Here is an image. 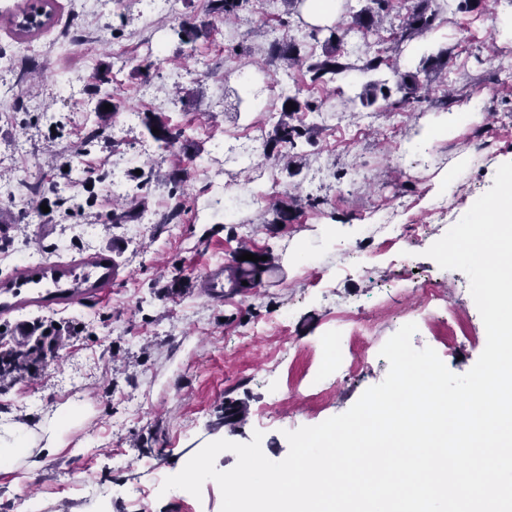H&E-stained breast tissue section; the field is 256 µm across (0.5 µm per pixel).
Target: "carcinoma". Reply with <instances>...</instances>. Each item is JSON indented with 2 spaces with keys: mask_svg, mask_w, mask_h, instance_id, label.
I'll return each mask as SVG.
<instances>
[{
  "mask_svg": "<svg viewBox=\"0 0 512 512\" xmlns=\"http://www.w3.org/2000/svg\"><path fill=\"white\" fill-rule=\"evenodd\" d=\"M249 0H212L211 10L224 21L235 20L239 17L240 11L244 10ZM369 5L360 9L352 17L349 24L336 23L332 26L311 27L308 38L322 43V54L313 59H305L300 55L297 44L288 45V49L280 52L278 58L283 60L290 67L306 66V73L310 82L328 83L336 81L337 77L345 75L352 69V66L343 61L341 46L345 37L352 31L369 33L378 30L382 23L390 15L393 0H367ZM434 0H420V5L407 14L403 21L398 37L397 45L412 42L423 37L432 27L438 9L432 7ZM441 56H431L420 61L417 67L409 70H402L390 62V58L379 54L364 58L363 70L367 72L376 71L383 66L388 67L395 78L399 91L403 92L400 100L395 102L396 106H402L412 100L422 101L419 91L424 84L420 74H429ZM388 97L385 86L376 83L364 85L359 94L361 103L366 105L374 104L378 97ZM294 103V109L288 110L286 103ZM320 104L309 100L300 99L299 94L287 95L281 105V118L276 123L273 135L266 144L265 149L275 151V158L285 159L289 156L299 157L295 152L298 143L301 141L311 142L310 131L301 125L291 123L293 116L299 112H319ZM144 124L147 130L157 128L159 134L154 139L161 142L164 147L170 148L178 142L179 134L172 132L165 119L153 113L146 117ZM273 267L271 261L238 262L229 268L227 279L231 287L242 292H247L256 287L261 275ZM247 285H242V282ZM45 340L46 336H27L15 346L4 352H0V383H10L17 377L32 370L39 369L45 362Z\"/></svg>",
  "mask_w": 512,
  "mask_h": 512,
  "instance_id": "cac0c4a2",
  "label": "carcinoma"
}]
</instances>
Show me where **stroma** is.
Wrapping results in <instances>:
<instances>
[{"label": "stroma", "mask_w": 512, "mask_h": 512, "mask_svg": "<svg viewBox=\"0 0 512 512\" xmlns=\"http://www.w3.org/2000/svg\"><path fill=\"white\" fill-rule=\"evenodd\" d=\"M423 44L443 53L434 98L456 107L478 101L472 124L419 152L425 129L446 111L389 100L362 105V78L313 84L284 68L270 50L295 41L306 56L322 48L306 39L301 14L289 25L255 11L225 23L210 0H52V22L17 34L11 19L25 0H0V57L35 45L22 68L0 69V96L13 101L0 117V243L14 254L0 263V286L25 282L27 302L0 314V345L21 341L33 323L58 333L47 364L0 387V422H23L35 439L58 408L80 417L65 450L34 473H0V512H221L216 483L200 496L162 491L177 462L205 444L251 441L263 434L267 458L283 460L286 432L346 412L389 364L379 351L404 324L415 348H433L447 368L467 372L486 344L484 324L461 271L444 270L427 249L493 185L494 164L512 158V70L499 66L495 29L512 17V0H487L471 12L438 0ZM399 0L371 36L350 33L347 61L386 53L409 7ZM78 23L96 48H59L64 22ZM197 38L181 42L182 24ZM153 42L160 67L147 69L138 42ZM258 99L241 104L239 73ZM323 100L302 115L314 133L300 143L299 167L287 170L253 152L250 129L268 140L280 107L272 83ZM119 104L118 114L104 102ZM166 115L183 138L164 151L146 130V113ZM447 203L428 205L436 176L458 163ZM179 171L181 197L152 184L134 219L112 221L123 204L113 179L136 186L142 173ZM320 197L273 222L278 202ZM236 218L224 219L226 204ZM386 224H421L416 235L387 236ZM270 254L274 273L252 290L210 293L206 281L243 249ZM444 294L423 305L414 288ZM385 314L373 335L346 336L337 370H323L324 341L341 315ZM239 408L218 426L225 404Z\"/></svg>", "instance_id": "1"}]
</instances>
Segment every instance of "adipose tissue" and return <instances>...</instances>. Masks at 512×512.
I'll list each match as a JSON object with an SVG mask.
<instances>
[{"instance_id": "ef3b65f1", "label": "adipose tissue", "mask_w": 512, "mask_h": 512, "mask_svg": "<svg viewBox=\"0 0 512 512\" xmlns=\"http://www.w3.org/2000/svg\"><path fill=\"white\" fill-rule=\"evenodd\" d=\"M70 415V409L65 408L54 417L50 432L39 449L34 448L26 425L12 424L10 443L0 445V472H11L20 464L33 470L40 466L43 457L60 453L62 447L59 439L68 427Z\"/></svg>"}]
</instances>
